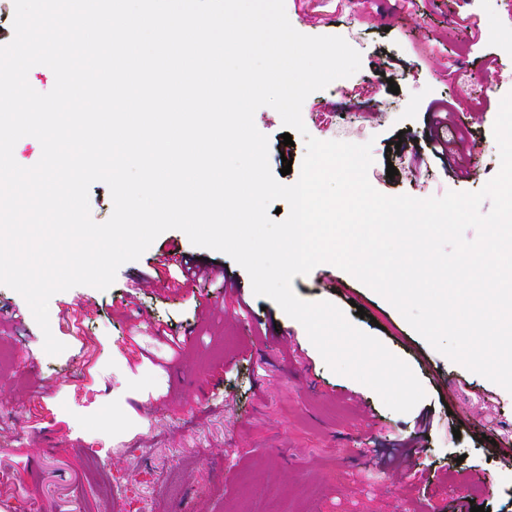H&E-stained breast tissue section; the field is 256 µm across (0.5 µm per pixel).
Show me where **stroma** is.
<instances>
[{
    "label": "stroma",
    "instance_id": "1",
    "mask_svg": "<svg viewBox=\"0 0 512 512\" xmlns=\"http://www.w3.org/2000/svg\"><path fill=\"white\" fill-rule=\"evenodd\" d=\"M284 2L299 33L343 37L361 55L356 73L310 94L301 114L317 139L371 143L377 191L440 197L480 190L497 173L512 0ZM387 58L390 83L373 74ZM364 86L370 94L349 101L347 90ZM446 100L458 107L448 136L465 140L467 175L425 148ZM254 123L269 140L272 173L291 159L281 176L293 183L303 137L284 145L268 106ZM400 133L424 146L423 163L388 151ZM181 255L218 264L237 292L220 279L182 288L154 280ZM328 271L335 286L311 273L294 277L296 294L334 303L410 365L427 393L410 412L332 371L301 323L254 294L240 265L177 229L123 264L107 290L52 296L50 329L66 346L56 356L24 298L0 285V512H512V455L497 450L512 442V393L435 350L352 275ZM143 277L147 285L132 288ZM161 330L184 338L181 352L158 339ZM414 438L412 475L378 465L376 449Z\"/></svg>",
    "mask_w": 512,
    "mask_h": 512
}]
</instances>
